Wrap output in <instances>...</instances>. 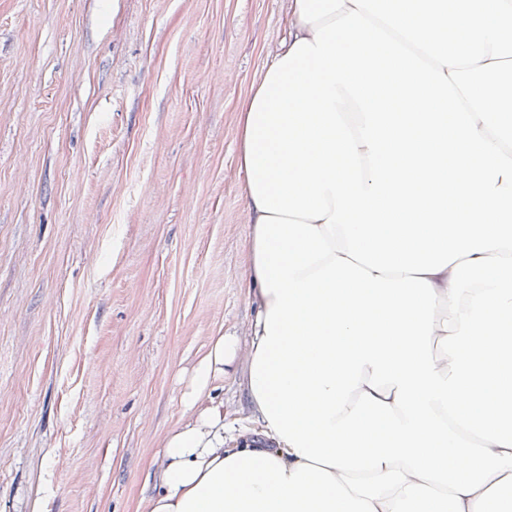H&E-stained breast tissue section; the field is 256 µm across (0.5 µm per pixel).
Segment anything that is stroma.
<instances>
[{"label":"stroma","mask_w":512,"mask_h":512,"mask_svg":"<svg viewBox=\"0 0 512 512\" xmlns=\"http://www.w3.org/2000/svg\"><path fill=\"white\" fill-rule=\"evenodd\" d=\"M290 0H0V512H149L258 305L235 134ZM243 359L224 445L262 427Z\"/></svg>","instance_id":"1"}]
</instances>
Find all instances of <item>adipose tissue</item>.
<instances>
[{
	"instance_id": "adipose-tissue-1",
	"label": "adipose tissue",
	"mask_w": 512,
	"mask_h": 512,
	"mask_svg": "<svg viewBox=\"0 0 512 512\" xmlns=\"http://www.w3.org/2000/svg\"><path fill=\"white\" fill-rule=\"evenodd\" d=\"M237 124L246 343L150 512H512V0H292ZM244 357L277 451L224 446Z\"/></svg>"
}]
</instances>
